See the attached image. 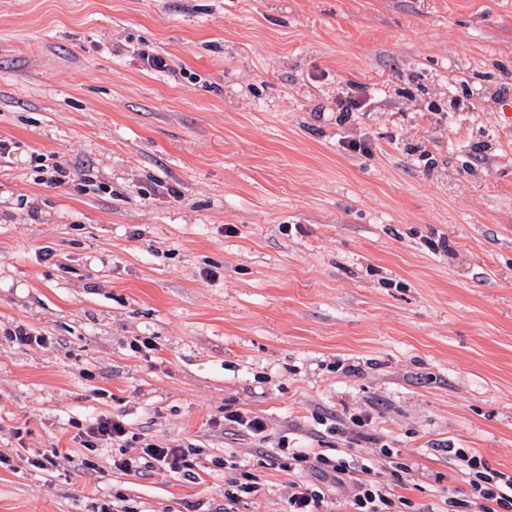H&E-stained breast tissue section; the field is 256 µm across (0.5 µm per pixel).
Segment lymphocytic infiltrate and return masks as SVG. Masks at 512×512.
Returning a JSON list of instances; mask_svg holds the SVG:
<instances>
[{"label":"lymphocytic infiltrate","instance_id":"1","mask_svg":"<svg viewBox=\"0 0 512 512\" xmlns=\"http://www.w3.org/2000/svg\"><path fill=\"white\" fill-rule=\"evenodd\" d=\"M74 439L90 450L117 446L124 454L113 460L115 469L162 475L191 472V447L156 443L132 430L121 416L99 417L80 428ZM448 459L465 475L469 487L463 495L444 494L438 502L421 505L419 512H512V475L491 468L470 448H448ZM304 478L288 483L286 512H325L333 498H341L351 512H398L404 497L395 496L393 486H404L411 473L397 448H373L361 456L344 451L333 454L317 448L288 451ZM388 472L391 483L379 476Z\"/></svg>","mask_w":512,"mask_h":512}]
</instances>
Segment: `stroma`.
Listing matches in <instances>:
<instances>
[{
  "label": "stroma",
  "mask_w": 512,
  "mask_h": 512,
  "mask_svg": "<svg viewBox=\"0 0 512 512\" xmlns=\"http://www.w3.org/2000/svg\"><path fill=\"white\" fill-rule=\"evenodd\" d=\"M0 139V512H218L231 451L235 512H285L236 410L323 450L317 415L370 412L405 512L465 490L439 445L512 472V0H0ZM113 413L205 472L74 442ZM53 449L96 473L28 466ZM5 332L6 336H9L12 342L20 346H31L35 344L39 347H48L55 343L52 336L36 333L22 324L15 326L14 329L9 328Z\"/></svg>",
  "instance_id": "stroma-1"
}]
</instances>
